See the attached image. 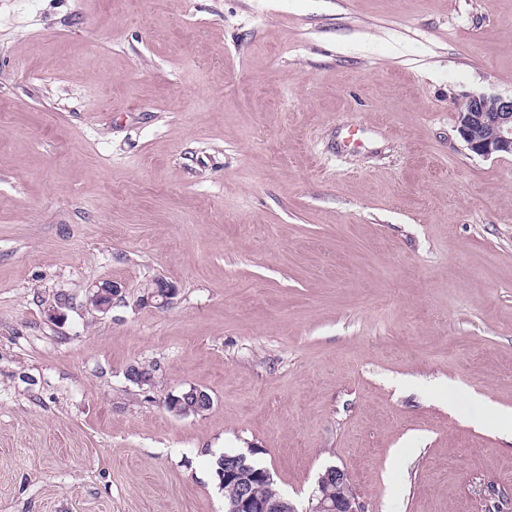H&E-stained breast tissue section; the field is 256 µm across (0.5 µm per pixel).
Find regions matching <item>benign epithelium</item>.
I'll return each mask as SVG.
<instances>
[{
    "mask_svg": "<svg viewBox=\"0 0 512 512\" xmlns=\"http://www.w3.org/2000/svg\"><path fill=\"white\" fill-rule=\"evenodd\" d=\"M457 130L468 149L484 158L512 155V95L482 93L470 101L466 110L458 113ZM176 294L173 285L163 279L152 291L141 295L140 302L158 308L169 305ZM123 295V285L117 281L98 283L89 289L86 307L97 312L111 308L112 300ZM187 406L171 394L166 407L175 416L186 417L199 413L212 405V398L200 396ZM229 462V472L236 476L230 484L231 499L227 512H298L288 498L262 499L253 491V475L263 482L272 480L264 467L256 469L244 453L224 456ZM351 481L341 467L331 465L319 476L318 487L309 499L305 512H361L359 500L350 493Z\"/></svg>",
    "mask_w": 512,
    "mask_h": 512,
    "instance_id": "obj_1",
    "label": "benign epithelium"
}]
</instances>
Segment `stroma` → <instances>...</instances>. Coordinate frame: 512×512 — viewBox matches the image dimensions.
I'll list each match as a JSON object with an SVG mask.
<instances>
[{
    "mask_svg": "<svg viewBox=\"0 0 512 512\" xmlns=\"http://www.w3.org/2000/svg\"><path fill=\"white\" fill-rule=\"evenodd\" d=\"M477 91L512 94V0H0V512H224L250 448L298 512L330 465L365 512H512ZM176 294L173 285L163 279H158V284L153 291L143 292L139 301L145 305H152L158 308L169 305ZM124 286L117 281H105L93 285L88 292L86 307L97 312H106L111 308L112 300L123 295ZM107 298L109 300L107 301ZM197 388V387H196ZM197 391V398L195 403L192 406L185 405L179 399H175V395H169L166 400V407L175 416L186 417L190 415H198L199 412H202L205 408L212 405V398L210 396H199L201 395V389H192L191 392ZM190 412H194L195 414H190Z\"/></svg>",
    "mask_w": 512,
    "mask_h": 512,
    "instance_id": "35a3bbf8",
    "label": "stroma"
}]
</instances>
